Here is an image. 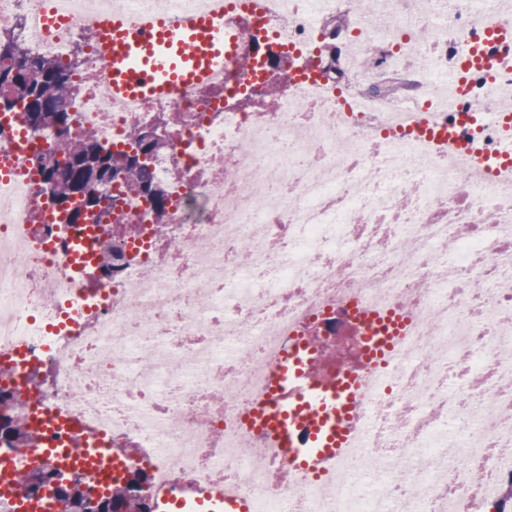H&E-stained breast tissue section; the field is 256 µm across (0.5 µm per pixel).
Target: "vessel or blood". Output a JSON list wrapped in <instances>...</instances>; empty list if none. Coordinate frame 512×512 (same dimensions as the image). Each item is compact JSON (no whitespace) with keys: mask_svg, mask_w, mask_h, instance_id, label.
Instances as JSON below:
<instances>
[{"mask_svg":"<svg viewBox=\"0 0 512 512\" xmlns=\"http://www.w3.org/2000/svg\"><path fill=\"white\" fill-rule=\"evenodd\" d=\"M242 32L224 25L223 11L204 8L168 18L147 9H116L101 15L91 39L107 66L109 92L115 98L151 100L205 85L222 69ZM512 69V28L486 23L463 58L453 61L457 91L447 92L439 108H460L459 89L503 68ZM314 360L286 353L276 362L271 392L274 402L254 405L245 427L268 436L275 447L293 448L302 470L326 475L349 448L357 429L363 379L352 374L325 382L312 394L299 392L303 379L314 377ZM23 469L0 461V491L16 495L18 512H34L36 504L21 494ZM195 512H251L247 498L204 491Z\"/></svg>","mask_w":512,"mask_h":512,"instance_id":"obj_1","label":"vessel or blood"}]
</instances>
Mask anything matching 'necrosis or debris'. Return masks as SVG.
Instances as JSON below:
<instances>
[{"label":"necrosis or debris","instance_id":"obj_1","mask_svg":"<svg viewBox=\"0 0 512 512\" xmlns=\"http://www.w3.org/2000/svg\"><path fill=\"white\" fill-rule=\"evenodd\" d=\"M47 0H0V36L69 64L110 0H60L71 17L45 41ZM226 12L245 28L239 59L211 95L106 98L95 47L71 78L78 130L112 150L158 113L175 112L154 181L170 186L166 227L140 196H113L134 232L104 273L100 224H70L25 178L57 138L19 112L0 116V155L21 176L0 182V366L27 354L6 389L33 412L83 425L105 480L110 455L149 474L150 512L213 487L252 512H485L512 485V166L435 154L411 115L440 120L434 91L461 33L500 0H395L338 24L344 0H263ZM336 42L338 77L317 54ZM254 59L243 74L240 58ZM287 59L275 108L260 98ZM410 320L384 364L365 356L385 329L367 313ZM322 374L363 372L364 415L335 477L312 480L284 449L245 434L243 412L298 341ZM47 386L29 389L32 374Z\"/></svg>","mask_w":512,"mask_h":512}]
</instances>
